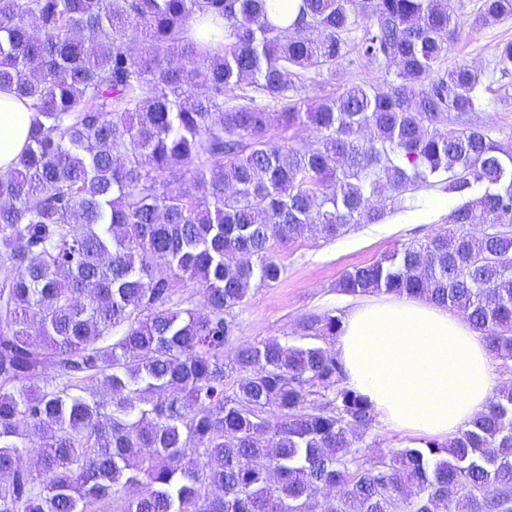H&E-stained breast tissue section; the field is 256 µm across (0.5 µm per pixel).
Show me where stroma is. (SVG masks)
Returning a JSON list of instances; mask_svg holds the SVG:
<instances>
[{
	"mask_svg": "<svg viewBox=\"0 0 512 512\" xmlns=\"http://www.w3.org/2000/svg\"><path fill=\"white\" fill-rule=\"evenodd\" d=\"M512 40V19L464 30L448 49L444 68L466 64L489 75L490 104L470 113L469 124L488 129L505 147H512V77H491L496 48ZM422 212L397 213L380 224H356L346 234L326 240L317 231L278 248L284 266L281 279L269 287L252 288L247 301L234 311L236 330L224 349L232 357L241 346L275 338L294 343L300 339V323L312 314L344 315L348 297L336 288L342 274L353 266L373 262L414 240L432 236L448 225V200L430 193Z\"/></svg>",
	"mask_w": 512,
	"mask_h": 512,
	"instance_id": "1",
	"label": "stroma"
}]
</instances>
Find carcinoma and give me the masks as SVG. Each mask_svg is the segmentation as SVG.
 <instances>
[{
    "label": "carcinoma",
    "instance_id": "cac0c4a2",
    "mask_svg": "<svg viewBox=\"0 0 512 512\" xmlns=\"http://www.w3.org/2000/svg\"><path fill=\"white\" fill-rule=\"evenodd\" d=\"M509 18L482 0L475 23ZM460 25L454 0H0V88L36 112L0 174V512H314L326 489V512H512L511 382L448 441L368 457L375 411L318 344L339 316L224 362L234 309L284 272L275 245L433 190L450 228L336 288L462 311L509 368L512 150L451 126L488 91L441 67ZM356 29L399 81L310 97L303 73H333Z\"/></svg>",
    "mask_w": 512,
    "mask_h": 512
}]
</instances>
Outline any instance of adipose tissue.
Segmentation results:
<instances>
[{
    "label": "adipose tissue",
    "instance_id": "1",
    "mask_svg": "<svg viewBox=\"0 0 512 512\" xmlns=\"http://www.w3.org/2000/svg\"><path fill=\"white\" fill-rule=\"evenodd\" d=\"M34 114L0 90V172L13 167ZM334 349L346 384L391 427L448 439L486 408L492 388L487 344L469 321L426 299H363L343 316Z\"/></svg>",
    "mask_w": 512,
    "mask_h": 512
}]
</instances>
